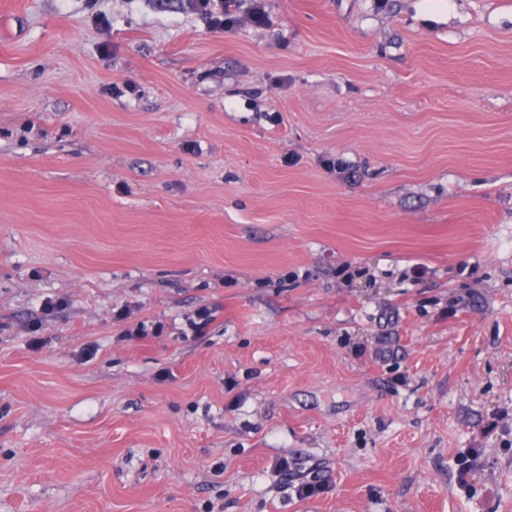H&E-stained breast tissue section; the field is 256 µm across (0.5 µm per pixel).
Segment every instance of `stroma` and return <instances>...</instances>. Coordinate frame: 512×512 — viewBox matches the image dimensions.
<instances>
[{"label": "stroma", "instance_id": "obj_1", "mask_svg": "<svg viewBox=\"0 0 512 512\" xmlns=\"http://www.w3.org/2000/svg\"><path fill=\"white\" fill-rule=\"evenodd\" d=\"M263 6L0 0V512H512V0ZM192 7L209 19L210 25L215 29H224L234 24L239 8V1H221L220 11L213 7V0H190ZM481 453V448H468L466 451L459 453L457 466L460 485H467L473 477L477 469L476 461L480 458Z\"/></svg>", "mask_w": 512, "mask_h": 512}]
</instances>
